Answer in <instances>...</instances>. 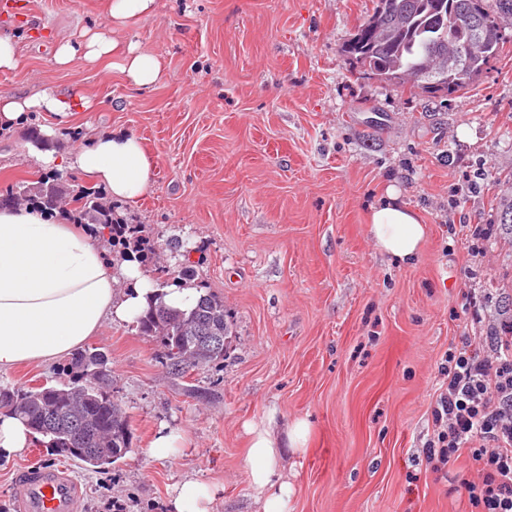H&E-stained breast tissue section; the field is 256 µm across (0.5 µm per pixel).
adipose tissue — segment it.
Here are the masks:
<instances>
[{
  "label": "adipose tissue",
  "mask_w": 512,
  "mask_h": 512,
  "mask_svg": "<svg viewBox=\"0 0 512 512\" xmlns=\"http://www.w3.org/2000/svg\"><path fill=\"white\" fill-rule=\"evenodd\" d=\"M155 2L105 0L109 26L86 31L78 42L62 41L55 63L65 66L78 56L92 64L114 58L130 84L153 85L162 75L159 57L122 42L118 33L151 14ZM90 106L81 91L45 90L23 100L0 94V127L24 130L35 108L66 113ZM69 164L118 200L137 199L151 184V155L140 138L121 131L97 135ZM106 233L100 225L78 231L26 208L0 210V373L22 364L55 363L104 323L133 321L148 306L157 292L153 281L137 263L117 267L107 260L101 242ZM369 233L380 253L409 265L419 257L428 227L390 187L371 211ZM310 433L304 419L293 421L283 440L270 425L250 426L245 463L262 512H288L294 488L279 473L281 456L287 447L304 452Z\"/></svg>",
  "instance_id": "adipose-tissue-1"
}]
</instances>
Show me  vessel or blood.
<instances>
[{
	"instance_id": "obj_1",
	"label": "vessel or blood",
	"mask_w": 512,
	"mask_h": 512,
	"mask_svg": "<svg viewBox=\"0 0 512 512\" xmlns=\"http://www.w3.org/2000/svg\"><path fill=\"white\" fill-rule=\"evenodd\" d=\"M15 512H81L83 490L66 465L21 471L14 483Z\"/></svg>"
}]
</instances>
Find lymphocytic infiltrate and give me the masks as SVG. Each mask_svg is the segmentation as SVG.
I'll list each match as a JSON object with an SVG mask.
<instances>
[{
	"label": "lymphocytic infiltrate",
	"mask_w": 512,
	"mask_h": 512,
	"mask_svg": "<svg viewBox=\"0 0 512 512\" xmlns=\"http://www.w3.org/2000/svg\"><path fill=\"white\" fill-rule=\"evenodd\" d=\"M482 341L483 356L470 336L448 352L427 455L446 465L469 450L481 472L463 484L473 512H512V322L489 325Z\"/></svg>",
	"instance_id": "lymphocytic-infiltrate-1"
}]
</instances>
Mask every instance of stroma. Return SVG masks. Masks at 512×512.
Wrapping results in <instances>:
<instances>
[{"instance_id":"1","label":"stroma","mask_w":512,"mask_h":512,"mask_svg":"<svg viewBox=\"0 0 512 512\" xmlns=\"http://www.w3.org/2000/svg\"><path fill=\"white\" fill-rule=\"evenodd\" d=\"M0 30L17 38L19 65L0 93L45 89L91 95L60 120L35 112L23 133L0 131V195L44 175L30 152L67 165L99 133L142 139L154 161L144 196L118 202L145 225L162 265L168 240L190 252L195 286L217 295L233 324L223 363L184 378L162 347L130 323L105 324L89 347L106 354L112 389L132 427L130 451L108 469L73 465L81 512H171L177 484L214 491L212 512H261L244 468L247 427L297 418L312 435L285 453L295 493L288 512H470L469 455L435 467L426 454L449 347L472 332L470 295L497 285L512 296V236L496 208L512 171V26L503 53L449 96L365 75L340 53L373 0H157L123 41L163 61L160 81L136 87L112 69L54 62L60 40L108 23L103 0H11ZM429 234L417 261L377 251L369 213L387 186ZM482 229L473 246L456 230ZM180 453L153 457L161 430ZM39 443L0 459V512L23 468L54 463Z\"/></svg>"}]
</instances>
